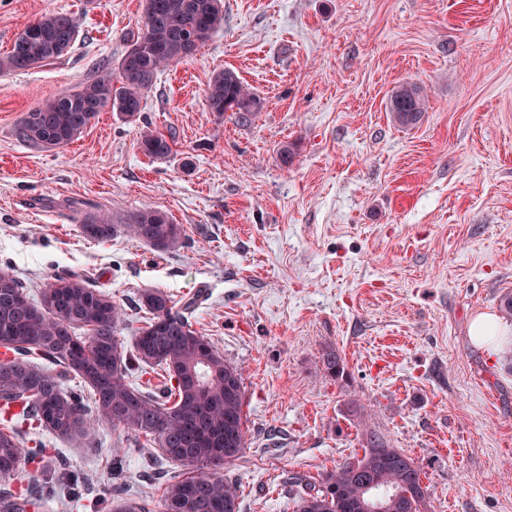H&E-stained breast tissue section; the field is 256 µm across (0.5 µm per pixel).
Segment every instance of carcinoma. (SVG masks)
<instances>
[{
  "label": "carcinoma",
  "instance_id": "1",
  "mask_svg": "<svg viewBox=\"0 0 512 512\" xmlns=\"http://www.w3.org/2000/svg\"><path fill=\"white\" fill-rule=\"evenodd\" d=\"M224 22V0H145L143 29L130 39L119 61L124 72L115 84L112 70L74 92L58 93L24 113L15 134L27 144L46 150L69 145L110 108L134 117L142 112L145 93L157 73L194 53ZM33 34L16 36L0 70H30L67 52L79 30L74 17L46 13L30 23ZM208 109L219 115L233 112L248 121L263 109V99L232 71L215 75L206 91ZM427 95L416 83H402L389 96L388 112L402 127L417 124L427 110ZM142 152L153 159L170 155V141L146 129L140 134ZM81 233L97 242L124 233L158 256L183 246L182 225L164 212L143 208L117 221L105 213H87ZM0 409L20 425L42 428L58 437L86 435L88 411L136 437L153 440L161 458L184 472L165 483L161 512H239L236 482L214 471L239 459L248 447L245 395L241 373L226 360L190 321L193 304L176 307L160 288H145L138 304L150 314L127 353L119 335L124 308L112 295L84 279L58 273L34 302L22 283L0 269ZM161 366L172 385L157 394L129 379L132 363ZM324 372L344 380L345 361L333 349L322 357ZM73 374L88 389L89 398L68 392L62 376ZM362 457L324 473L317 485H303L295 512H422L427 490L421 470L404 451L383 436L365 431ZM41 464L43 483L65 470L48 460L43 448H27L17 429H0V481L12 479L27 462ZM126 489L113 484L112 512H149L147 505L124 501ZM31 501L0 496V512H28Z\"/></svg>",
  "mask_w": 512,
  "mask_h": 512
}]
</instances>
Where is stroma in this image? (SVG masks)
I'll use <instances>...</instances> for the list:
<instances>
[{
  "mask_svg": "<svg viewBox=\"0 0 512 512\" xmlns=\"http://www.w3.org/2000/svg\"><path fill=\"white\" fill-rule=\"evenodd\" d=\"M55 11L78 22L69 51L0 71V268L35 300L62 270L110 293L128 348L142 289L194 302V329L242 374L249 445L223 469L239 512H293L289 477L362 456L367 429L420 466L431 512H512V342L470 335L483 313L512 330V0H224L221 28L159 73L138 116L105 110L47 151L18 140L19 119L117 68L144 0H0V57ZM226 69L264 100L250 121L206 106ZM402 82L429 98L409 127L387 110ZM146 127L172 154L142 153ZM144 207L186 246L81 234L86 213ZM329 348L344 382L324 374ZM27 439L69 461L50 512H111L116 480L155 507L180 472L155 477L156 447L104 422Z\"/></svg>",
  "mask_w": 512,
  "mask_h": 512,
  "instance_id": "obj_1",
  "label": "stroma"
}]
</instances>
